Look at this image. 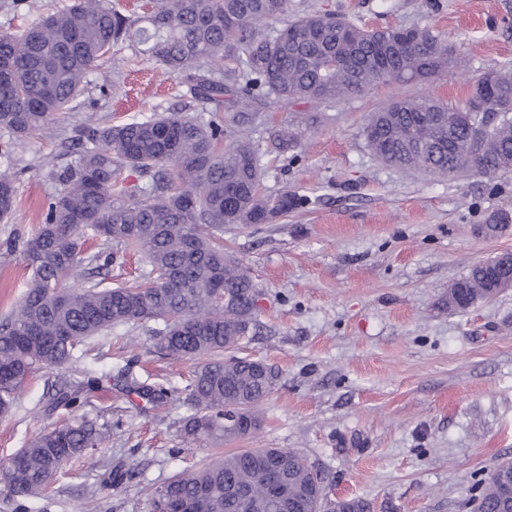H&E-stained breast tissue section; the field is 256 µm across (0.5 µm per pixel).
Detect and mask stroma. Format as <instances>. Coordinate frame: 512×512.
<instances>
[{
    "label": "stroma",
    "mask_w": 512,
    "mask_h": 512,
    "mask_svg": "<svg viewBox=\"0 0 512 512\" xmlns=\"http://www.w3.org/2000/svg\"><path fill=\"white\" fill-rule=\"evenodd\" d=\"M70 0H0V31L23 28ZM291 13L336 15L365 28L430 29L469 60L423 84L380 83L336 103H255L244 130L257 148L266 195L307 196L309 205L269 224L224 229V246L258 286L260 333L245 350L279 372L254 435L184 447L194 361L163 356L146 325L91 337L73 362L36 371L9 415L0 416V464L42 431L88 417L108 422L89 468H67L48 494L19 500L0 485V512H152L150 488L189 466L248 448H290L323 474L330 497H360L373 512H473L481 484L512 461V288L466 312L448 289L473 264L512 252V173L411 177L379 162L361 135L371 112L429 96L464 105L480 75L512 69V0H290ZM182 78L127 46L87 77L79 107L52 115L40 135L8 143L0 171L15 176L18 208L0 223V321L31 271L14 238L41 222L56 171L76 166L75 124L125 123L187 110ZM303 127L280 150L278 130ZM99 380L90 404L52 408L55 386ZM163 386L153 406L138 386ZM119 478L109 487L108 477Z\"/></svg>",
    "instance_id": "stroma-1"
}]
</instances>
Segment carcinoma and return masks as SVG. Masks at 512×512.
I'll list each match as a JSON object with an SVG mask.
<instances>
[{
	"label": "carcinoma",
	"instance_id": "carcinoma-1",
	"mask_svg": "<svg viewBox=\"0 0 512 512\" xmlns=\"http://www.w3.org/2000/svg\"><path fill=\"white\" fill-rule=\"evenodd\" d=\"M288 0H152L149 15L133 19L113 0H73L22 31L0 33V132L16 140L47 128L55 112H72L87 75L129 42L170 74L182 75L198 107L112 125L82 124L72 142L78 165L57 172L60 190L43 208L42 223L21 239L32 275L10 317L0 324V414L12 409L27 376L74 360L87 338L116 325L160 321L161 351L200 359L188 385L194 413L184 426L188 445L231 442L263 425L262 405L278 371L262 374L254 358L231 351L257 329L258 289L249 270L224 251V225L269 224L305 204L262 189L259 158L239 129L241 114L224 112L226 98L337 102L381 82L431 80L458 65L452 47L428 29L367 30L342 18L308 14L287 19ZM351 48L336 58V39ZM248 83L240 85L242 75ZM383 163L411 175L512 172V69H490L461 107L427 96L402 98L371 114L363 129ZM132 168L150 177L135 195L122 178ZM15 207L12 175L0 174V222ZM98 251L84 249L88 236ZM140 253L150 270L140 283L115 287L84 278L111 271L124 253ZM512 280V261L472 266L448 288V308L465 311L496 296ZM233 302L221 306L222 291ZM246 425L224 428V413ZM105 423L84 419L36 437L0 468L20 499L46 491L68 464L105 440ZM284 452L288 470L277 479L258 457ZM498 463L475 499L474 512H496L502 498ZM321 472L299 452L251 448L185 469L151 491L154 512L173 500L201 496L206 512H371L363 498L332 502Z\"/></svg>",
	"mask_w": 512,
	"mask_h": 512
}]
</instances>
